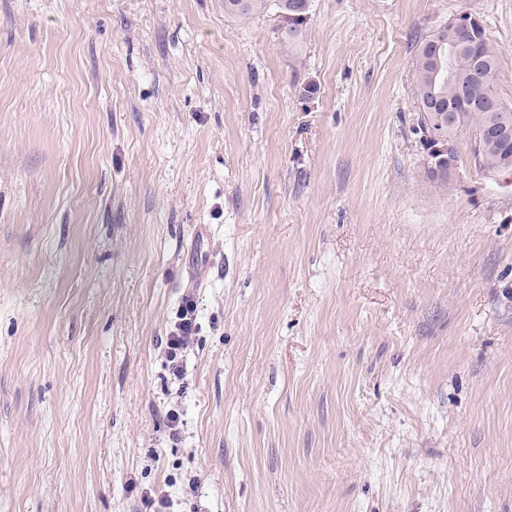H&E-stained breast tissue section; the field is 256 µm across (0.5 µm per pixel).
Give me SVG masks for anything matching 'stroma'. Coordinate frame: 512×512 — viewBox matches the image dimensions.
<instances>
[{"instance_id":"obj_1","label":"stroma","mask_w":512,"mask_h":512,"mask_svg":"<svg viewBox=\"0 0 512 512\" xmlns=\"http://www.w3.org/2000/svg\"><path fill=\"white\" fill-rule=\"evenodd\" d=\"M462 15L512 102V0H311L293 35L0 0V512H512V174L464 133L429 177L418 123L416 44ZM197 303L193 296L183 298L176 320L166 336L164 354L174 379L185 374V357L198 332Z\"/></svg>"}]
</instances>
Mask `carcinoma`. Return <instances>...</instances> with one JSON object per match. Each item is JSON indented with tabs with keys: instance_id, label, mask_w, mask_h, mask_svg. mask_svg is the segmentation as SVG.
<instances>
[{
	"instance_id": "obj_1",
	"label": "carcinoma",
	"mask_w": 512,
	"mask_h": 512,
	"mask_svg": "<svg viewBox=\"0 0 512 512\" xmlns=\"http://www.w3.org/2000/svg\"><path fill=\"white\" fill-rule=\"evenodd\" d=\"M268 0H224V14L244 18L266 8ZM280 15L293 23L304 21L310 0H274ZM447 36L446 28L433 30L420 42L415 55L416 96L419 112H453L458 126L447 130L456 136L460 128L477 131L496 123L508 131L507 139L489 138L472 145L475 165L483 170L512 169V103L502 100L496 83L473 82L472 72L478 69L498 74V52L480 27L466 36L456 51L452 75L446 80L435 76L432 47Z\"/></svg>"
}]
</instances>
